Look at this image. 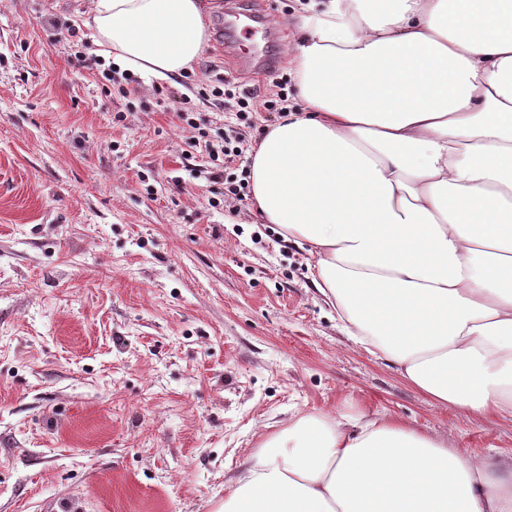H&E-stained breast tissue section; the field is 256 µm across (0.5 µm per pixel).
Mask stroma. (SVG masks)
Masks as SVG:
<instances>
[{"mask_svg": "<svg viewBox=\"0 0 512 512\" xmlns=\"http://www.w3.org/2000/svg\"><path fill=\"white\" fill-rule=\"evenodd\" d=\"M225 0L190 98L224 71ZM296 0H249L282 36ZM91 0H0V512H217L263 439L308 413H379L449 447L512 454V422L434 405L347 335L314 260L223 182L165 92L126 98L56 29ZM126 113L117 121L116 113Z\"/></svg>", "mask_w": 512, "mask_h": 512, "instance_id": "stroma-1", "label": "stroma"}]
</instances>
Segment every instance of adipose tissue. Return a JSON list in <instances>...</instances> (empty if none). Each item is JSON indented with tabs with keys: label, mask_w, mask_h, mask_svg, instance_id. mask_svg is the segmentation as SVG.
Returning <instances> with one entry per match:
<instances>
[{
	"label": "adipose tissue",
	"mask_w": 512,
	"mask_h": 512,
	"mask_svg": "<svg viewBox=\"0 0 512 512\" xmlns=\"http://www.w3.org/2000/svg\"><path fill=\"white\" fill-rule=\"evenodd\" d=\"M298 107L251 152L264 223L307 245L356 343L435 404L512 420V0H302ZM99 52L166 81L202 0H92ZM218 512H512V455L465 456L392 417L306 414Z\"/></svg>",
	"instance_id": "obj_1"
}]
</instances>
